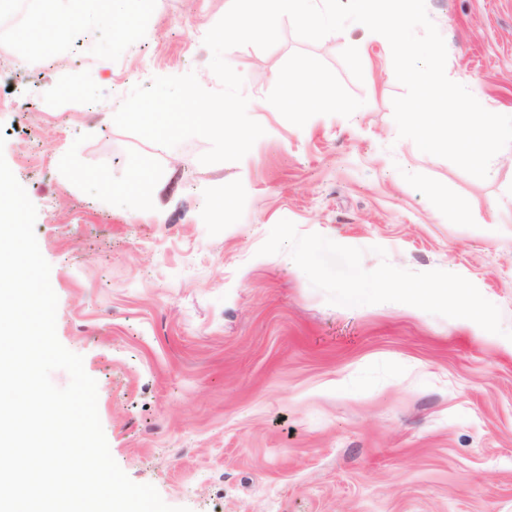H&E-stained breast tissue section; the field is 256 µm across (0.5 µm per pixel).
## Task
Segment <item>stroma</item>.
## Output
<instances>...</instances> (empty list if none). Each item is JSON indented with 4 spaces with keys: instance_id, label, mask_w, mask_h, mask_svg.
Returning <instances> with one entry per match:
<instances>
[{
    "instance_id": "1",
    "label": "stroma",
    "mask_w": 512,
    "mask_h": 512,
    "mask_svg": "<svg viewBox=\"0 0 512 512\" xmlns=\"http://www.w3.org/2000/svg\"><path fill=\"white\" fill-rule=\"evenodd\" d=\"M231 2L149 0L115 39L67 0L79 21L47 41L42 0H0V154L37 208L57 337L97 382L112 457L190 512H512V341L406 304H329L289 252L257 253L283 219L364 249L368 271L378 245L465 277L512 330V145L483 180L421 152L398 136L387 39L352 22L311 42L287 17L272 48L225 54L265 130L241 161L116 127L153 77L220 89L203 38ZM426 7L448 78L512 113V0ZM280 73L315 108L285 109ZM140 162L145 194L127 189Z\"/></svg>"
}]
</instances>
